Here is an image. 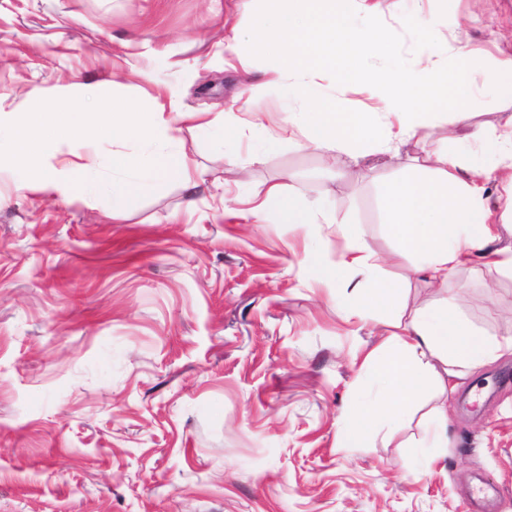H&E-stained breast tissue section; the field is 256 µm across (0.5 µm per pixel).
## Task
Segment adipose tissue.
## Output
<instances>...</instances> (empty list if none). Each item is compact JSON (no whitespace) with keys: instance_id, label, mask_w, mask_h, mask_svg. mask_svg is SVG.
<instances>
[{"instance_id":"obj_1","label":"adipose tissue","mask_w":512,"mask_h":512,"mask_svg":"<svg viewBox=\"0 0 512 512\" xmlns=\"http://www.w3.org/2000/svg\"><path fill=\"white\" fill-rule=\"evenodd\" d=\"M252 36L264 45L270 72L293 89L294 106L285 112L281 133L302 135L308 146L335 162L351 153L353 141L371 142L386 153L418 137L416 108L426 101L450 106L453 128L442 149L425 159L420 174L387 184L381 203L392 237L401 251L417 256V276L441 289L448 276L482 257L498 274L512 277V247H499L500 226L486 196L492 172L512 183V59L503 61L495 84L499 125L475 126L464 108L471 90L460 71H439L431 58L418 59L409 71L383 67L364 73L362 62H385L390 37L376 0H288V6L260 17ZM336 71L343 88H363L375 106L367 112H340L335 98L320 82L322 69ZM192 123L201 136L222 130L234 137L243 121L236 111L179 112L166 117L156 110L130 107L124 100L104 101L90 109L71 96L37 105L29 112L0 113V126L11 135L8 159L22 168L27 188L44 196L73 201L90 186L108 194L113 216L128 213L157 179L193 183L186 153L175 142V121ZM136 140L154 151L153 165L140 154L116 149L108 156L94 152L96 143ZM84 142L88 151L80 164H49L48 156L63 142ZM478 142L502 152L496 170L472 161L464 146ZM352 177H362L366 153H351ZM259 210L276 211L289 224H333L347 241L340 261L323 266L320 276L340 288L366 289L348 311L349 317L375 319L390 332L365 358L363 383L370 397L357 401L346 416L341 442L362 448L380 423L399 427L420 396L426 355L436 356L448 378L481 368L507 354L512 338L492 340L463 322L452 298L436 306L415 307L409 318L394 315L400 304L398 286L380 273L375 254L356 225L326 210L314 209L308 199L286 195L281 184L268 187Z\"/></svg>"}]
</instances>
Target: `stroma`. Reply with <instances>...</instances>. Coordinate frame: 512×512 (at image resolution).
I'll use <instances>...</instances> for the list:
<instances>
[{"mask_svg":"<svg viewBox=\"0 0 512 512\" xmlns=\"http://www.w3.org/2000/svg\"><path fill=\"white\" fill-rule=\"evenodd\" d=\"M392 66L433 55L470 71L473 124H497L491 80L512 57V0H380ZM265 0H0V111L110 88L169 112H221L249 87V109L278 131L292 99L254 42L236 41ZM451 114L423 106L421 148L441 146ZM195 185L165 182L123 218L104 194L44 197L0 165V512H468L479 487L492 512H512V359L470 372L456 389L427 374L397 432L367 447L338 436L362 363L386 326L347 318L359 292L319 280L345 242L332 224H285L251 210L273 183L357 225L385 277L402 289L400 314L450 294L489 337H512V278L483 260L448 290L425 289L415 256L395 257L379 188L412 169L417 148L378 156L351 179L294 138L241 180L224 158L247 160L250 129L175 133ZM240 200L228 218L215 189ZM447 402L448 454L414 463Z\"/></svg>","mask_w":512,"mask_h":512,"instance_id":"obj_1","label":"stroma"}]
</instances>
